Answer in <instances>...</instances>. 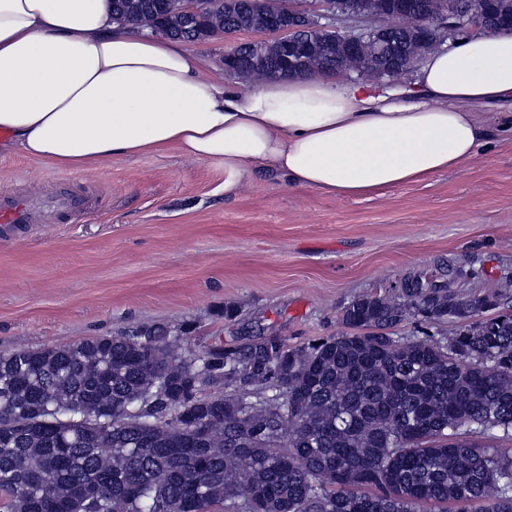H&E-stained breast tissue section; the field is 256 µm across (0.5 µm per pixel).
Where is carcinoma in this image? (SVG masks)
<instances>
[{"label": "carcinoma", "instance_id": "carcinoma-1", "mask_svg": "<svg viewBox=\"0 0 512 512\" xmlns=\"http://www.w3.org/2000/svg\"><path fill=\"white\" fill-rule=\"evenodd\" d=\"M433 0H385L425 14ZM117 19L155 11L164 35L246 29L249 0L184 31L157 0H111ZM309 62L335 71L327 46ZM401 293L342 311L316 343L264 338L193 365L168 326L0 355V507L5 512H512V312L495 293L459 296L408 275ZM454 336L389 333L408 315ZM208 387L222 391L203 394ZM93 487V496H79Z\"/></svg>", "mask_w": 512, "mask_h": 512}]
</instances>
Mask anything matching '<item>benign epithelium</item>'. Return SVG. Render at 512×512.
Masks as SVG:
<instances>
[{
  "label": "benign epithelium",
  "mask_w": 512,
  "mask_h": 512,
  "mask_svg": "<svg viewBox=\"0 0 512 512\" xmlns=\"http://www.w3.org/2000/svg\"><path fill=\"white\" fill-rule=\"evenodd\" d=\"M186 22L198 20L210 8V0H173ZM338 0H282L281 11L263 6L259 0L252 15L256 24L251 31L260 37L241 42L232 51L224 53V71L241 79H261L257 72L260 62L270 54L288 57V72L305 73L306 48L296 37L302 22L318 29L331 32L336 39V50L344 54L364 55L373 48L377 65L373 69L347 70L341 75H368L387 83L410 72L416 59H405L397 50L396 35L402 33L407 39L419 44L428 52L454 37L463 29L475 28L486 34L498 29L501 12L492 7L479 8L469 14H460L445 9L438 14L421 16L417 14L392 13L378 8L363 12H349L344 17L354 20L374 18L377 24L368 27L339 29L334 25L341 15Z\"/></svg>",
  "instance_id": "7a95c632"
}]
</instances>
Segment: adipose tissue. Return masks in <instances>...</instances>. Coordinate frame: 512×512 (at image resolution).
<instances>
[{"label":"adipose tissue","instance_id":"obj_1","mask_svg":"<svg viewBox=\"0 0 512 512\" xmlns=\"http://www.w3.org/2000/svg\"><path fill=\"white\" fill-rule=\"evenodd\" d=\"M411 96L324 74L235 93L180 41L112 17L111 0H0V131L39 164L81 172L175 151L365 197L459 167L491 137L476 108L512 103V30L426 55Z\"/></svg>","mask_w":512,"mask_h":512}]
</instances>
